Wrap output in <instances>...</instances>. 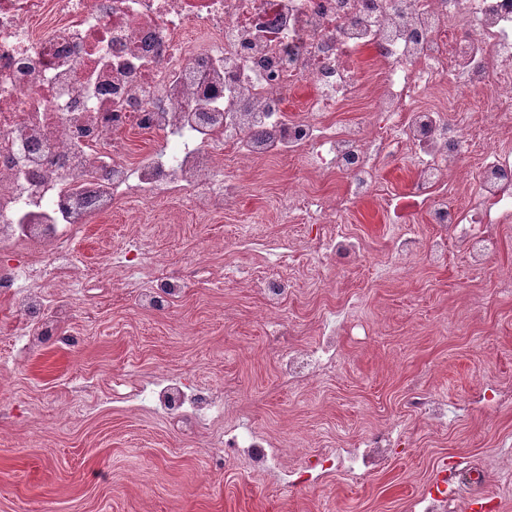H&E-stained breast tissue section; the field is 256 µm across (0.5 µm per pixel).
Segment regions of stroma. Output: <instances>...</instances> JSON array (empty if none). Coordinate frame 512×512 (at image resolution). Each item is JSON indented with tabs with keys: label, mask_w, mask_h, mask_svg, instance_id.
Returning a JSON list of instances; mask_svg holds the SVG:
<instances>
[{
	"label": "stroma",
	"mask_w": 512,
	"mask_h": 512,
	"mask_svg": "<svg viewBox=\"0 0 512 512\" xmlns=\"http://www.w3.org/2000/svg\"><path fill=\"white\" fill-rule=\"evenodd\" d=\"M300 166L254 162L221 216L178 201L144 214L151 250L188 284L173 310H139L136 288L114 270L113 250L136 231L121 210L76 245L88 287L48 291L72 303L65 331L74 344L18 352V319L0 296V512H414L465 465L482 468L485 481L478 495H461L459 512H512V400L469 403L479 391L512 388V298L501 292L512 223L499 225L497 251L480 270L454 250L441 262L393 265L397 233L426 241L436 229L421 212L402 222L366 201L336 218L365 260L329 256L317 269L305 257L310 225L276 209ZM284 236L303 259L288 271L295 288L280 314L295 331L280 336L240 270L260 244ZM334 311L335 371L282 385V355L316 348ZM166 376L228 396L222 419L187 431L138 406L136 389ZM420 396L446 401L448 423L419 413ZM242 422L281 445L279 470L257 475L224 453L225 427ZM387 427L401 440L374 473L354 479L328 458Z\"/></svg>",
	"instance_id": "1"
}]
</instances>
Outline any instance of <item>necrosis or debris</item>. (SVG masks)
Here are the masks:
<instances>
[{"instance_id":"necrosis-or-debris-1","label":"necrosis or debris","mask_w":512,"mask_h":512,"mask_svg":"<svg viewBox=\"0 0 512 512\" xmlns=\"http://www.w3.org/2000/svg\"><path fill=\"white\" fill-rule=\"evenodd\" d=\"M299 107L289 105L298 89ZM485 94L472 122L464 97ZM370 123L336 126L329 113L364 94ZM512 0H0V294L20 318L23 346L61 338L71 315L50 300L46 279L83 287L75 246L89 226L132 203L186 201L200 216L223 213L243 188L231 159L296 157L308 172L346 179L342 197L290 189L279 210L316 227L310 252L353 263L361 252L336 231L335 216L373 196L382 160L411 162L409 194L443 235L397 238L394 255L438 260L456 246L470 267L491 257L496 225L512 222ZM155 139L132 157L130 139ZM477 154L476 190L449 202L452 177ZM138 285L146 311L175 307L184 281L160 273L135 238L113 255ZM338 338L290 351L288 383L334 368ZM140 405L199 425L224 403L172 378L139 388ZM226 446L255 471L281 453L239 426ZM392 431L342 450L338 466L357 477L382 467ZM480 471L448 477L417 512H456L460 490Z\"/></svg>"}]
</instances>
